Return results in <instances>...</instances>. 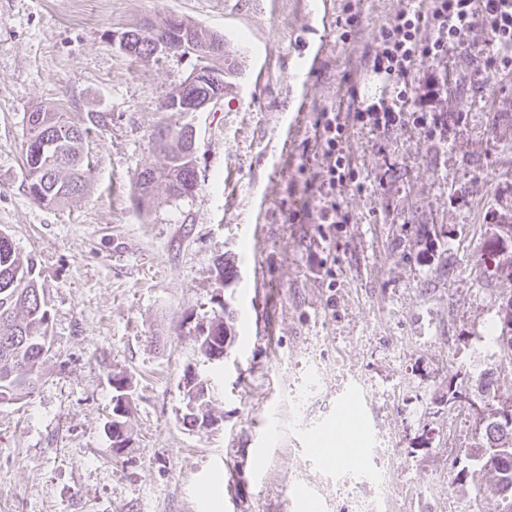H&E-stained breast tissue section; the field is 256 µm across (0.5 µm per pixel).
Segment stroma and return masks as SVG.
I'll list each match as a JSON object with an SVG mask.
<instances>
[{"mask_svg": "<svg viewBox=\"0 0 512 512\" xmlns=\"http://www.w3.org/2000/svg\"><path fill=\"white\" fill-rule=\"evenodd\" d=\"M0 0V230L32 256L50 350L31 397L0 405V512H499L457 473L477 436L448 388L512 394L488 332L512 280L482 255L512 213V76L449 44L448 135L353 128L358 178L336 195L348 223L290 221L317 172L322 112L364 105L380 28L412 0ZM358 21L347 25L346 13ZM175 14L223 36L236 73L203 112L159 105L192 58L138 60L113 33ZM90 130V172L68 203L29 195L26 114L35 104ZM193 126L198 186L148 209L135 177L163 161L160 122ZM234 266L222 277L221 262ZM235 341L207 362L195 341L223 311ZM214 379L218 423L184 425L186 371ZM490 371V388L478 375ZM127 377L131 442L105 425ZM358 396L367 430L353 480L313 451Z\"/></svg>", "mask_w": 512, "mask_h": 512, "instance_id": "1", "label": "stroma"}]
</instances>
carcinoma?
<instances>
[{"label":"carcinoma","instance_id":"1","mask_svg":"<svg viewBox=\"0 0 512 512\" xmlns=\"http://www.w3.org/2000/svg\"><path fill=\"white\" fill-rule=\"evenodd\" d=\"M37 120L28 126L25 141L27 188L40 204L61 205L79 195L86 186L89 160L84 152L89 129L72 121L63 112L38 106ZM181 129L165 124L155 132V140L165 162L147 168L136 176L135 185L141 207L149 208L153 197L150 185H198L193 159L179 139ZM488 259L495 271L512 278V224H496L487 243ZM35 263L17 250L12 239L0 232V404L30 396L40 382L39 365L50 348V311L43 289L35 276ZM233 329L230 315L214 319V326L200 339L199 348L209 361L224 358V331ZM194 392L195 407H186L183 420L194 422L197 410H212L216 385L203 376ZM488 414L475 421L482 454L473 458L478 471L491 473L496 468L497 448H512V425L503 426L497 411L512 410V396L492 399Z\"/></svg>","mask_w":512,"mask_h":512}]
</instances>
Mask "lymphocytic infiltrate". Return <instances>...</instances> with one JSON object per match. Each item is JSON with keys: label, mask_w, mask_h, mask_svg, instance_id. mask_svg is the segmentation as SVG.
Returning <instances> with one entry per match:
<instances>
[{"label": "lymphocytic infiltrate", "mask_w": 512, "mask_h": 512, "mask_svg": "<svg viewBox=\"0 0 512 512\" xmlns=\"http://www.w3.org/2000/svg\"><path fill=\"white\" fill-rule=\"evenodd\" d=\"M477 28L489 35L493 50L512 49V0H417L412 10L401 12L380 29L377 39L382 49L370 71L389 86L351 117L322 113L317 128L325 177L316 202L306 201L300 207L306 218L317 224L347 221L336 190L353 176L343 147L349 123L388 131L409 121L429 134H445L442 62L449 42H464Z\"/></svg>", "instance_id": "f902f5d3"}]
</instances>
